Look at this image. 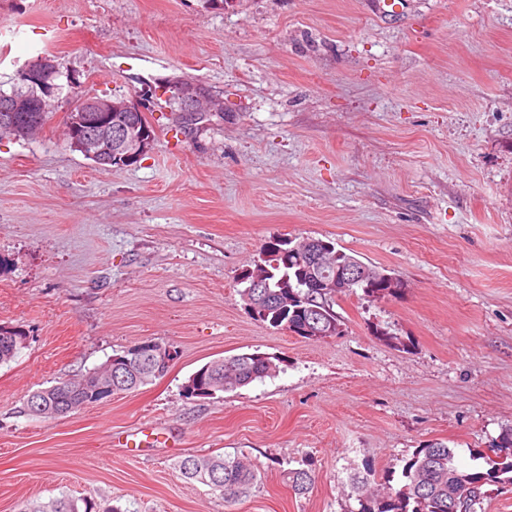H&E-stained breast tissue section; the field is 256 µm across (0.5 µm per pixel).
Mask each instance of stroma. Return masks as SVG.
<instances>
[{
  "instance_id": "1",
  "label": "stroma",
  "mask_w": 512,
  "mask_h": 512,
  "mask_svg": "<svg viewBox=\"0 0 512 512\" xmlns=\"http://www.w3.org/2000/svg\"><path fill=\"white\" fill-rule=\"evenodd\" d=\"M0 0V90L50 58L81 93L136 97V164L68 147L69 102L0 137V512L67 494L120 512H356L365 465L400 488L441 440L484 468L512 425V0ZM224 116L180 128L182 84ZM333 240L400 295L337 298L341 335L254 320L239 276L269 241ZM384 328L404 348L376 336ZM152 339L177 352L131 393L47 420L28 396ZM261 352L273 378L188 399L205 363ZM140 448L118 440L142 428ZM223 453L259 480L225 506L178 463ZM311 470L294 494L285 471Z\"/></svg>"
}]
</instances>
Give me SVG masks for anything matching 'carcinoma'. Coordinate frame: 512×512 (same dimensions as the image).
I'll list each match as a JSON object with an SVG mask.
<instances>
[{"mask_svg":"<svg viewBox=\"0 0 512 512\" xmlns=\"http://www.w3.org/2000/svg\"><path fill=\"white\" fill-rule=\"evenodd\" d=\"M273 275L270 284L283 275L290 278L291 288L288 298L294 303L281 312L272 310L260 322L277 330L283 329L285 322L294 323L303 316V310L313 305L305 300L307 289L301 284L298 258L288 257L283 261L277 256L275 242H269L262 259ZM23 335L20 330L12 332V337L0 338V364L13 360L24 346L14 340ZM282 362V358L270 359L259 356L240 355L227 359L224 365L200 371L197 387L203 388L206 397L224 389L229 390L247 386L276 375L269 362ZM158 379L154 370L148 366H135L127 372L126 379L115 384L112 393L133 392ZM81 379H68L37 390L32 397H41L46 410H58L71 403L78 405L84 397L80 389ZM494 456L483 453L478 456L485 460L487 469L473 470L456 464V452L443 441L428 442L413 453L403 469L406 483L398 490L385 491L371 489L375 482V473L367 468L365 473L356 475L351 486L358 501L357 512H478L483 501L491 492V487L499 484L512 485V426L502 430L489 445ZM182 476L190 481L210 487L224 498V502L233 503L247 492L257 481V469L229 456H188L180 461ZM292 491L298 495L309 492L314 484V476L306 469H290L285 473ZM94 506L86 502L79 505L78 500L70 497L52 499L47 503L32 502L25 505L22 512H92Z\"/></svg>","mask_w":512,"mask_h":512,"instance_id":"cac0c4a2","label":"carcinoma"}]
</instances>
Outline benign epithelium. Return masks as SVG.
Segmentation results:
<instances>
[{
  "label": "benign epithelium",
  "mask_w": 512,
  "mask_h": 512,
  "mask_svg": "<svg viewBox=\"0 0 512 512\" xmlns=\"http://www.w3.org/2000/svg\"><path fill=\"white\" fill-rule=\"evenodd\" d=\"M58 92H66L71 99L66 113V127L70 130L68 143L94 161L115 160L119 163H136L152 147L154 135L147 120L148 109L137 99L100 98L78 96L74 92L71 79L55 85ZM182 109L185 119L192 122L198 112L206 110L207 115H222L223 108L214 103L210 96L202 94L193 87L181 91ZM49 108L42 100L0 99V125L13 126L22 119L24 112H47ZM332 246L324 241L307 238L289 247L280 249V255L288 258L295 254L304 258L307 267L315 271L327 264V252ZM306 287L317 294L338 297L357 287L360 283H379L395 293L402 288L401 281L385 271L365 264L346 263L336 270V275L328 279L307 278ZM300 332L313 339H326L336 336V321L331 319L313 320L302 323ZM133 359L126 364H135L146 360L158 369H165L176 358V351L168 344L163 345L153 340L136 344L132 349ZM112 362H107L105 369L97 373L91 381H82V387L92 396L98 392L112 398Z\"/></svg>",
  "instance_id": "obj_1"
}]
</instances>
